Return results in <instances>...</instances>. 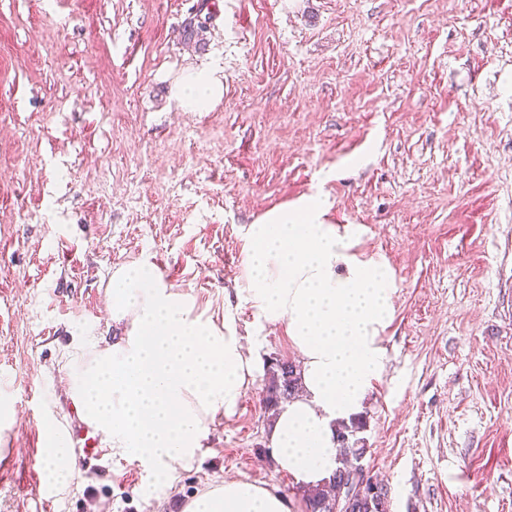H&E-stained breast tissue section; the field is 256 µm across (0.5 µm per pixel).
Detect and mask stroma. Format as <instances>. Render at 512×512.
<instances>
[{"mask_svg": "<svg viewBox=\"0 0 512 512\" xmlns=\"http://www.w3.org/2000/svg\"><path fill=\"white\" fill-rule=\"evenodd\" d=\"M213 62L221 101L180 111L174 83ZM312 193L395 273L360 433L390 512H512V0H0V512H182L227 477L304 505L267 448L266 374L162 489L83 457L45 380L73 336L117 334L105 286L142 259L261 365L291 358L235 296L240 230ZM46 404L80 452L63 496Z\"/></svg>", "mask_w": 512, "mask_h": 512, "instance_id": "35a3bbf8", "label": "stroma"}]
</instances>
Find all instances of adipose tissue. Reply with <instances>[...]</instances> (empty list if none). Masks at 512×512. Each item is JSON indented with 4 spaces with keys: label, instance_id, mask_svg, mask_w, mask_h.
<instances>
[{
    "label": "adipose tissue",
    "instance_id": "1",
    "mask_svg": "<svg viewBox=\"0 0 512 512\" xmlns=\"http://www.w3.org/2000/svg\"><path fill=\"white\" fill-rule=\"evenodd\" d=\"M224 95L222 68L185 76L172 96L204 112ZM313 194L274 208L242 235L238 295L258 322L284 328L297 356L298 396L281 403L267 434L278 469L307 489L338 466L337 430L365 407L384 370L381 334L394 313L395 273L380 256L358 253L360 226L324 221ZM105 295L118 339L82 335L64 352L65 389L80 419L115 462L138 461L157 487L204 456L210 429L234 413L259 358L232 319L216 325L194 299L167 285L145 260L115 269ZM46 484L62 493L80 480L76 450L53 409H45ZM278 489L227 478L184 512H295Z\"/></svg>",
    "mask_w": 512,
    "mask_h": 512
}]
</instances>
